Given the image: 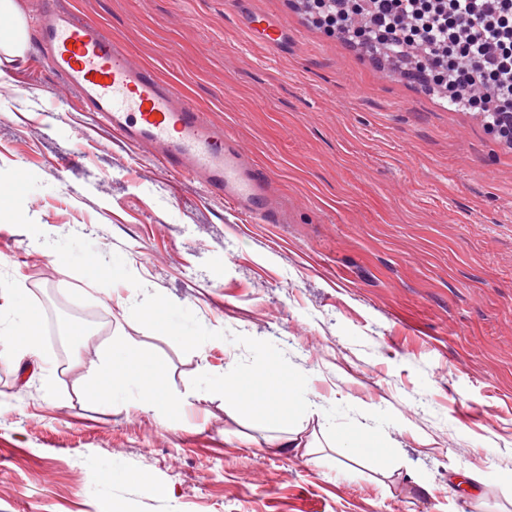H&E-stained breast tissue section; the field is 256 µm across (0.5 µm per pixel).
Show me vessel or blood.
Wrapping results in <instances>:
<instances>
[{"mask_svg": "<svg viewBox=\"0 0 512 512\" xmlns=\"http://www.w3.org/2000/svg\"><path fill=\"white\" fill-rule=\"evenodd\" d=\"M244 24L271 49L290 37L284 24L264 12L247 13ZM32 55L49 65L56 100L78 96L85 111L101 113L114 134L223 197L230 210L281 223L268 178L248 147L186 99L172 78L135 59L100 25L56 0H41Z\"/></svg>", "mask_w": 512, "mask_h": 512, "instance_id": "obj_1", "label": "vessel or blood"}]
</instances>
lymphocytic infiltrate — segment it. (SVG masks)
I'll return each instance as SVG.
<instances>
[{
  "instance_id": "lymphocytic-infiltrate-1",
  "label": "lymphocytic infiltrate",
  "mask_w": 512,
  "mask_h": 512,
  "mask_svg": "<svg viewBox=\"0 0 512 512\" xmlns=\"http://www.w3.org/2000/svg\"><path fill=\"white\" fill-rule=\"evenodd\" d=\"M309 2L328 33L415 56L416 77L512 144V0Z\"/></svg>"
}]
</instances>
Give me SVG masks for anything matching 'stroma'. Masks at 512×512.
Listing matches in <instances>:
<instances>
[{
  "label": "stroma",
  "instance_id": "obj_1",
  "mask_svg": "<svg viewBox=\"0 0 512 512\" xmlns=\"http://www.w3.org/2000/svg\"><path fill=\"white\" fill-rule=\"evenodd\" d=\"M293 4L244 7L298 51L254 42L224 0L64 3L248 146L283 224L234 214L52 103L46 64L0 55V286L41 342L21 361L0 343V512H512V147ZM161 303L207 344L150 326ZM117 336L185 413L95 401L89 369ZM262 359L320 411L317 461L257 425L228 438L223 395L199 397L205 375ZM369 431L387 467L329 445Z\"/></svg>",
  "mask_w": 512,
  "mask_h": 512
}]
</instances>
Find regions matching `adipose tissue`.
<instances>
[{"label": "adipose tissue", "instance_id": "ef3b65f1", "mask_svg": "<svg viewBox=\"0 0 512 512\" xmlns=\"http://www.w3.org/2000/svg\"><path fill=\"white\" fill-rule=\"evenodd\" d=\"M7 315V331L11 348L18 356H34L39 350V336L34 329L26 308L19 305L10 292H0V315ZM138 354L124 342L104 354L90 370L92 387L101 402L113 404L118 397L128 396L141 409L162 413L171 407L187 408L188 400H175L166 394L157 379L146 377L137 362ZM266 365H258L253 371H236L221 375L220 385L224 388V416L237 421L247 416L257 420L268 434L267 446L289 449L304 457H313L317 451L315 437L303 436L301 428L284 429L279 414L280 407H288L291 416L308 414L313 404L302 385L294 379L283 377L274 383L254 390L252 380L255 374L267 373Z\"/></svg>", "mask_w": 512, "mask_h": 512}]
</instances>
